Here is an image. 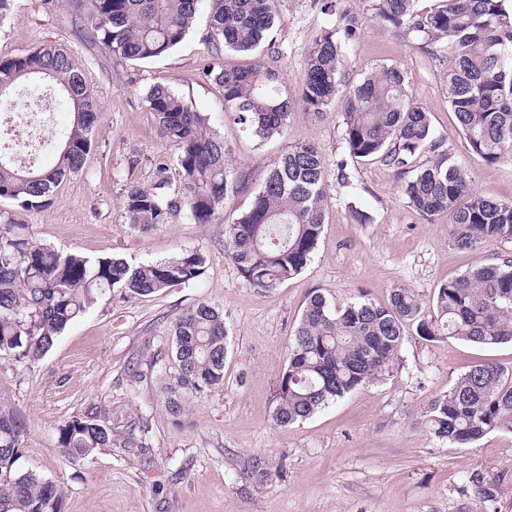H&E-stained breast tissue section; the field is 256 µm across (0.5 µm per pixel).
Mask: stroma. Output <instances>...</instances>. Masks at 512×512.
I'll return each mask as SVG.
<instances>
[{
    "label": "stroma",
    "instance_id": "1",
    "mask_svg": "<svg viewBox=\"0 0 512 512\" xmlns=\"http://www.w3.org/2000/svg\"><path fill=\"white\" fill-rule=\"evenodd\" d=\"M363 22L344 50L345 73L357 82L382 65L406 72L413 97L429 112L437 152L465 166L483 196L512 201V161L486 163L458 129L448 102V49L430 55L375 17L371 0H344ZM273 49L259 56L298 95L305 56L317 32L334 24L316 0H276ZM206 14L166 56L118 60L93 43L91 28L68 0H15L0 23V59L43 45L66 48L93 87L100 107L92 151L81 172L64 182L51 204L26 211L14 201L0 209L28 224L33 238L60 254L117 256L132 264L198 248L207 257L201 278L146 297L99 296L34 364L0 355V399L25 417L28 430L19 465L59 485L64 512H512V434L494 431L470 447L438 440L422 413L470 368L490 360L512 382V343L492 348L440 337L428 342L406 325L395 368L306 420L273 423L276 385L307 296L323 294L342 307L358 293L387 301L409 288L424 303L444 282L486 263L512 259V242L461 251L448 236L449 217L410 210L401 186L435 152L399 170L379 161L345 158L341 106L315 117L295 107L283 136L257 142L224 112V94L202 73L218 55L230 68L256 57L216 53ZM162 84L208 118L233 165L244 168L242 188L209 224L178 219L141 232L122 207L126 189L149 184L153 163L174 160L177 149L159 137L143 100ZM314 143L327 167L326 221L312 261L272 291L251 288L224 252V220L246 210L271 164L288 147ZM346 160V179L337 163ZM366 222H357V214ZM224 315L228 353L224 385L190 399L172 417L163 385L173 370L171 329L177 314L197 301ZM104 417L117 431L147 423L142 448H104L74 459L61 453L57 432L70 417ZM271 476L255 486L244 474L253 458Z\"/></svg>",
    "mask_w": 512,
    "mask_h": 512
}]
</instances>
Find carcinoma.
<instances>
[{"instance_id":"carcinoma-1","label":"carcinoma","mask_w":512,"mask_h":512,"mask_svg":"<svg viewBox=\"0 0 512 512\" xmlns=\"http://www.w3.org/2000/svg\"><path fill=\"white\" fill-rule=\"evenodd\" d=\"M111 55L152 60L167 55L192 28L203 0H69ZM336 22L320 30L309 47L306 79L299 97L281 90L279 71L258 60L246 68L222 62L203 67L207 80L224 91V111L259 141L286 132L297 105L318 116L336 104L343 86L342 53L363 21L342 8L343 0H318ZM372 0L375 15L395 31L412 35L421 49H450L449 103L470 149L493 164L512 159V7L508 0ZM210 39L215 49L253 53L264 45L275 19L274 0H208ZM50 83L74 112L72 126L56 144L57 162L48 169L22 161L16 131L0 129V199L25 210L52 201L63 181L85 166L100 107L72 56L46 45L0 60V105L10 104L20 83ZM159 135L178 149L176 180L166 160L155 163L150 186L128 187L123 208L142 231L181 217L210 224L225 199L238 191L243 174L232 166L224 140L209 132L208 118L192 110L169 87L151 86L144 95ZM344 148L356 160L379 159L406 168L420 150L436 146L427 110L413 100L406 74L382 65L345 95ZM326 163L315 144L298 142L274 163L250 208L225 224V255L251 287L277 288L312 260L325 223ZM408 207L428 217H451L449 236L461 250H478L512 240V201L475 192L470 173L450 157L420 168L402 187ZM207 255L185 250L164 260L133 266L123 258L59 254L0 211V354L20 363L41 360L55 339L82 317L101 294L115 288L147 296L199 280ZM436 314L423 313L422 299L409 288L394 289L388 301L362 294L337 308L312 292L288 347L278 378L273 422L305 420L346 394L379 380L397 362L404 327L416 324L425 341L440 336L491 347L512 342V262L478 266L442 284ZM175 373L167 384V407L178 415L184 402L224 386L227 331L223 314L206 301L181 311L172 324ZM422 424L453 445H470L493 431L512 432V385L494 362L472 366L423 412ZM27 433L24 416L0 402V512H62L60 487L18 468ZM58 445L71 458L100 448L135 445L96 416H74L58 430ZM268 465L254 459L245 479L261 484Z\"/></svg>"}]
</instances>
